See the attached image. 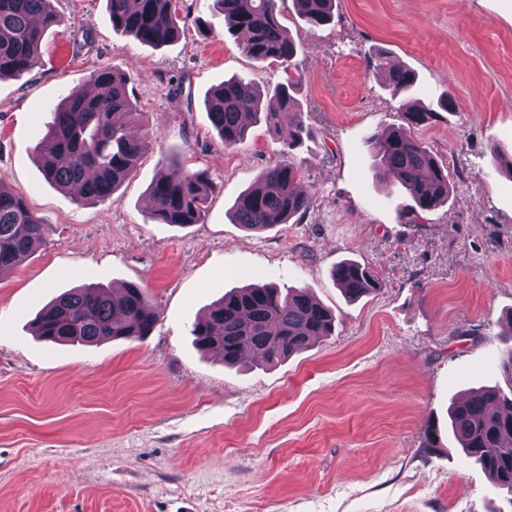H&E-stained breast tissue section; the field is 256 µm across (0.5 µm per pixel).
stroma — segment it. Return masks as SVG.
Returning <instances> with one entry per match:
<instances>
[{
	"label": "stroma",
	"mask_w": 512,
	"mask_h": 512,
	"mask_svg": "<svg viewBox=\"0 0 512 512\" xmlns=\"http://www.w3.org/2000/svg\"><path fill=\"white\" fill-rule=\"evenodd\" d=\"M180 37L154 49L114 30L106 0H53L61 23L40 60L0 80V184L52 230L0 275V512H512L448 436L452 400L512 393V0H338L312 28L279 0L298 44L290 67L245 55L213 0H179ZM411 69L393 94L366 67L375 51ZM103 66L129 73L156 136L112 199L81 203L48 182L39 143L51 112ZM306 130L287 150L254 127L221 143L208 93L237 77L286 76ZM455 109L409 126L404 104ZM409 127L446 163L447 204L408 222L413 201L373 175L371 137ZM314 198L263 232L233 223L234 201L286 152ZM215 185L203 223L150 218L163 163ZM353 259L382 283L351 302L332 278ZM88 283L146 291L159 318L140 341L56 344L31 323ZM305 288L336 315L332 335L273 365L225 366L191 329L248 284Z\"/></svg>",
	"instance_id": "35a3bbf8"
}]
</instances>
